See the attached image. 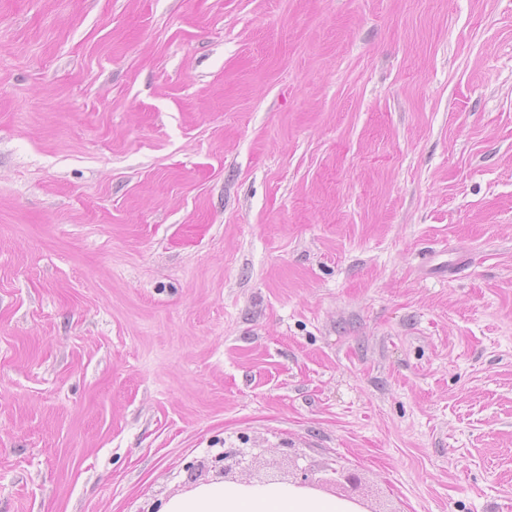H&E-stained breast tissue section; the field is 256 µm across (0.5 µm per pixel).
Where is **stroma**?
<instances>
[{"label": "stroma", "mask_w": 512, "mask_h": 512, "mask_svg": "<svg viewBox=\"0 0 512 512\" xmlns=\"http://www.w3.org/2000/svg\"><path fill=\"white\" fill-rule=\"evenodd\" d=\"M229 448L512 512V0H0V512Z\"/></svg>", "instance_id": "obj_1"}]
</instances>
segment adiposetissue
<instances>
[{"mask_svg": "<svg viewBox=\"0 0 512 512\" xmlns=\"http://www.w3.org/2000/svg\"><path fill=\"white\" fill-rule=\"evenodd\" d=\"M159 512H363L354 501L290 482L214 478L165 501Z\"/></svg>", "mask_w": 512, "mask_h": 512, "instance_id": "1", "label": "adipose tissue"}]
</instances>
